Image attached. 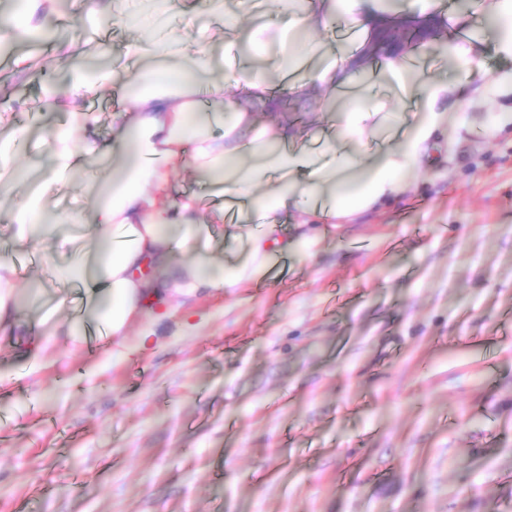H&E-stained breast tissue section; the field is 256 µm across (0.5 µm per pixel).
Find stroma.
Here are the masks:
<instances>
[{"mask_svg":"<svg viewBox=\"0 0 512 512\" xmlns=\"http://www.w3.org/2000/svg\"><path fill=\"white\" fill-rule=\"evenodd\" d=\"M55 14L79 57L136 32L82 0ZM33 75L0 68V126H28L19 190L0 184V259L14 287L70 260L47 241L12 244L11 206L33 191L65 88L46 48L15 47ZM434 57L457 101L436 163L404 192L328 225L262 283L185 299L123 358L106 340L59 337L31 367L0 349V512H512V92L498 72ZM81 170L62 174L56 213L92 218ZM192 329H184L183 318Z\"/></svg>","mask_w":512,"mask_h":512,"instance_id":"obj_1","label":"stroma"}]
</instances>
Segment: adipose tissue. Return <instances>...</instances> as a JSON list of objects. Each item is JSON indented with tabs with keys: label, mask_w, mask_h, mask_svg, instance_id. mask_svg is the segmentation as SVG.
<instances>
[{
	"label": "adipose tissue",
	"mask_w": 512,
	"mask_h": 512,
	"mask_svg": "<svg viewBox=\"0 0 512 512\" xmlns=\"http://www.w3.org/2000/svg\"><path fill=\"white\" fill-rule=\"evenodd\" d=\"M94 15H111L114 22L146 28L147 36L127 46L126 65L101 72L94 82L76 77L60 107L66 124L52 135L48 170L36 194L12 211L18 243L32 244L57 237L60 224L83 222L81 213L46 218L44 201L58 189L60 172L74 168L79 157H116L104 200L94 208V221L85 224L80 240L60 239L73 248L72 263L58 267L59 282H84L91 290L84 317L65 321L40 319L41 334H33L31 319L15 302V269L0 262V338L23 344L27 356L39 358L54 336L65 334L84 342L86 323L104 325L108 337L124 335L135 319L156 321L157 307L173 297H192L210 289L236 288L264 278L279 256L305 252L315 240L314 227L336 217L351 219L376 204L389 201L403 187V175L431 158L437 133L448 120L441 109L453 92L451 83L431 79L423 59L442 56L470 59L482 42L493 54L512 61V0H490L488 11L497 27L494 39L483 30H469L447 40L421 46L417 58L384 56L381 71H404L410 77L419 109L412 119L402 112L384 111L371 86L360 84L352 55L338 50L331 64L313 69L308 81L290 85L296 102L322 100L341 86L354 104L336 115V132L324 148L293 147V133L279 112V102L259 74L231 70L218 81L202 82L213 66L209 48L188 41L171 25L176 15L205 9L224 20L223 35L246 32L251 48L270 68L287 74L301 68L304 56H318V38L329 16H342L351 32L366 34L385 24L382 0H307L303 13L280 9L277 22L242 25L225 15L224 0H83ZM53 0H23L21 12L0 25V42L21 45L48 26ZM314 36L307 54L296 53L291 30ZM186 52L193 75L180 84L138 77L146 52L166 55ZM134 87L126 107L112 114V137L99 141L84 118L82 101L88 92ZM262 105L265 120L253 107ZM223 130L220 138L212 126ZM178 170L222 188L226 200L243 203L238 237L247 256L227 262L209 249L211 226L223 220V210L203 213L197 198L170 195L171 175ZM294 223L292 237L275 238L279 225ZM58 238V237H57Z\"/></svg>",
	"instance_id": "obj_1"
}]
</instances>
